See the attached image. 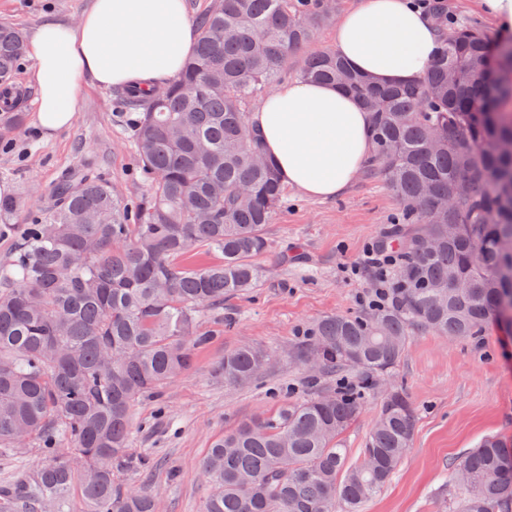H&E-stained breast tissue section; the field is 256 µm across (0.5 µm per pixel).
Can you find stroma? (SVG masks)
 <instances>
[{
	"mask_svg": "<svg viewBox=\"0 0 512 512\" xmlns=\"http://www.w3.org/2000/svg\"><path fill=\"white\" fill-rule=\"evenodd\" d=\"M92 3L0 0V22L26 34L48 17L74 27ZM81 95L72 124L56 135L37 128L32 97L20 126L0 128V184L15 204L0 217V261L14 253L24 224L50 202L67 170L88 164L116 194L138 202L150 196L121 116L122 89L88 81ZM398 210L380 171L370 166L337 199L289 190L266 227L270 250L257 259V288L207 312L205 324L228 321L223 336L198 351L193 369L165 389L162 401L145 397L135 405L129 453L138 464L116 473V481L158 491L161 512H201L210 489L200 469L207 449L239 421L272 412L277 395L310 394L291 352L320 319L362 310L370 282L349 276L347 268ZM245 342L276 354L277 363L252 384L227 385L215 368L225 351ZM393 379L418 407L417 427L401 465L363 512H453L450 490L462 456L485 435L512 438V329L493 325L474 339L415 334Z\"/></svg>",
	"mask_w": 512,
	"mask_h": 512,
	"instance_id": "stroma-1",
	"label": "stroma"
}]
</instances>
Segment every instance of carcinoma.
Segmentation results:
<instances>
[{"label": "carcinoma", "instance_id": "carcinoma-1", "mask_svg": "<svg viewBox=\"0 0 512 512\" xmlns=\"http://www.w3.org/2000/svg\"><path fill=\"white\" fill-rule=\"evenodd\" d=\"M324 0H215L179 75L124 89L150 199L134 203L85 170L66 174L55 203L25 224L0 264V448L40 452L12 497L41 512H159L155 493L112 480L126 462L132 410L192 366L224 334L207 310L255 287L264 229L286 188L249 122L256 98L288 78V60L328 18ZM23 33L0 24V123L16 126ZM339 84L373 114L372 161L398 200L383 238L400 257L393 288L362 311L326 317L292 351L320 363L310 384L213 441L201 462L211 486L202 512H362L413 440L418 407L388 385L360 457L343 436L398 366L411 338H454L512 324V45L464 22L413 85L359 75L331 50L297 72ZM205 251L219 261L197 265ZM455 274L469 284L448 287ZM272 354L244 344L224 353L229 385L269 372ZM354 374L356 381L344 379ZM455 512H512V439L470 449Z\"/></svg>", "mask_w": 512, "mask_h": 512}]
</instances>
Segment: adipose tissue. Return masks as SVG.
<instances>
[{"mask_svg":"<svg viewBox=\"0 0 512 512\" xmlns=\"http://www.w3.org/2000/svg\"><path fill=\"white\" fill-rule=\"evenodd\" d=\"M197 42L185 0H95L77 27L51 19L33 30L37 124L50 135L75 115L83 79L103 87H157L181 69ZM441 47L429 16L412 0H359L336 22L331 48L359 73L385 84H411ZM267 157L286 184L319 198L339 196L364 167L372 118L333 85H278L252 113Z\"/></svg>","mask_w":512,"mask_h":512,"instance_id":"1","label":"adipose tissue"}]
</instances>
